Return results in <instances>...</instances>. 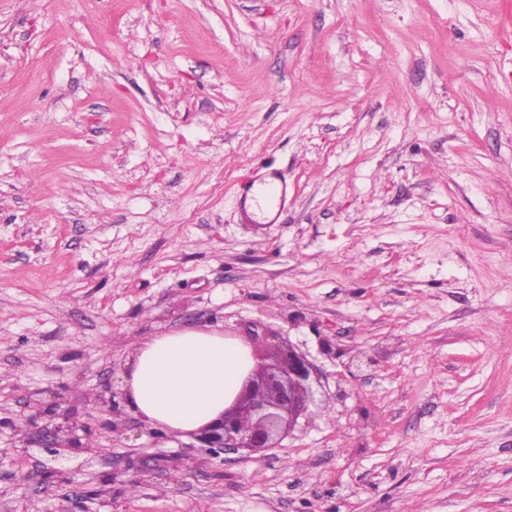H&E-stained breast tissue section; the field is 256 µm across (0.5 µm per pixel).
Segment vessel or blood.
<instances>
[{
	"label": "vessel or blood",
	"instance_id": "1",
	"mask_svg": "<svg viewBox=\"0 0 512 512\" xmlns=\"http://www.w3.org/2000/svg\"><path fill=\"white\" fill-rule=\"evenodd\" d=\"M288 204V184L280 173L264 168L240 192V220L258 226L277 223Z\"/></svg>",
	"mask_w": 512,
	"mask_h": 512
}]
</instances>
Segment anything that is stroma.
I'll return each mask as SVG.
<instances>
[{"instance_id":"obj_1","label":"stroma","mask_w":512,"mask_h":512,"mask_svg":"<svg viewBox=\"0 0 512 512\" xmlns=\"http://www.w3.org/2000/svg\"><path fill=\"white\" fill-rule=\"evenodd\" d=\"M205 326L313 365L278 447L134 424ZM52 400L106 454L0 430V512H512V0H0V420ZM287 205L288 183L278 171L266 167L240 192L241 223L275 224Z\"/></svg>"}]
</instances>
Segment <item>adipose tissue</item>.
<instances>
[{
    "mask_svg": "<svg viewBox=\"0 0 512 512\" xmlns=\"http://www.w3.org/2000/svg\"><path fill=\"white\" fill-rule=\"evenodd\" d=\"M126 404L167 433L197 431L218 418L252 367L249 350L213 327L138 340L127 362Z\"/></svg>",
    "mask_w": 512,
    "mask_h": 512,
    "instance_id": "obj_1",
    "label": "adipose tissue"
}]
</instances>
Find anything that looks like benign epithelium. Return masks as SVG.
Listing matches in <instances>:
<instances>
[{"label": "benign epithelium", "instance_id": "7a95c632", "mask_svg": "<svg viewBox=\"0 0 512 512\" xmlns=\"http://www.w3.org/2000/svg\"><path fill=\"white\" fill-rule=\"evenodd\" d=\"M251 356L255 365L234 402L224 409L218 422L194 433L203 447L223 452L276 448L307 411L312 365L303 354L290 346L284 351L270 348L264 363L259 361L258 352L251 351ZM37 418L35 414L9 426L23 434V451L36 449L48 471L66 473V463L74 451L98 455L97 448L83 442L65 415H56L58 421L52 427L34 433L32 425Z\"/></svg>", "mask_w": 512, "mask_h": 512}]
</instances>
